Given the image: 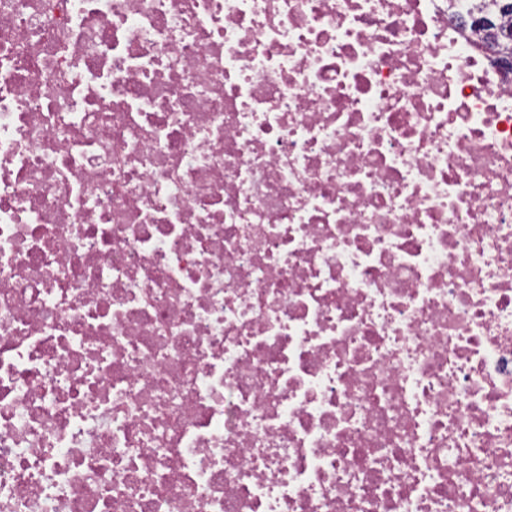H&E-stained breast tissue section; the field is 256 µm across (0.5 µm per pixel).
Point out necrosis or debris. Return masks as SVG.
Listing matches in <instances>:
<instances>
[{
	"instance_id": "1",
	"label": "necrosis or debris",
	"mask_w": 512,
	"mask_h": 512,
	"mask_svg": "<svg viewBox=\"0 0 512 512\" xmlns=\"http://www.w3.org/2000/svg\"><path fill=\"white\" fill-rule=\"evenodd\" d=\"M0 512H512V72L448 0H0Z\"/></svg>"
}]
</instances>
